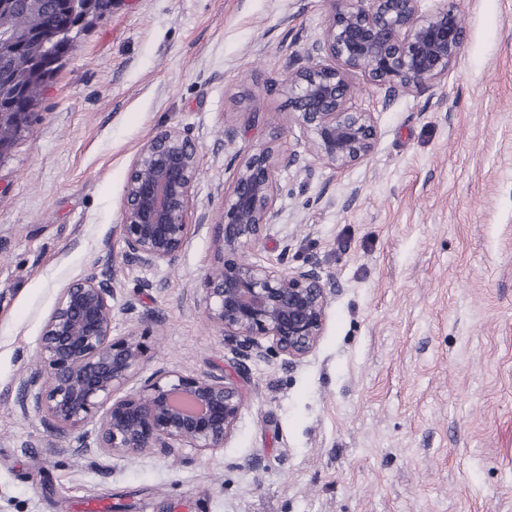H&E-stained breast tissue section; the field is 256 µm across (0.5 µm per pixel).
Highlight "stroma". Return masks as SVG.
<instances>
[{"mask_svg":"<svg viewBox=\"0 0 512 512\" xmlns=\"http://www.w3.org/2000/svg\"><path fill=\"white\" fill-rule=\"evenodd\" d=\"M460 9L465 51L435 93L385 107L355 78L379 139L336 173L286 125L287 57L319 36L325 0H112L0 156V512H512V0ZM176 124L200 146L201 212L247 146L305 154L278 172L281 221L245 257L318 261L337 287L325 333L296 366L248 362L217 454L45 447L16 391L58 295L94 267L117 305L159 313L148 368L232 371L199 305L210 229L176 267L122 259L131 161Z\"/></svg>","mask_w":512,"mask_h":512,"instance_id":"obj_1","label":"stroma"}]
</instances>
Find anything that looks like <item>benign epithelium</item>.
Returning <instances> with one entry per match:
<instances>
[{
  "mask_svg": "<svg viewBox=\"0 0 512 512\" xmlns=\"http://www.w3.org/2000/svg\"><path fill=\"white\" fill-rule=\"evenodd\" d=\"M327 2L319 37L288 56V122L306 134L316 161L341 173L366 160L378 140L373 112L351 104L353 78L365 77L385 106L406 94L432 92L459 63L467 31L458 0H443L433 11L422 10V0ZM24 118L0 113V155L9 148L4 129ZM303 161L272 140L245 148L234 159L220 207L201 215L194 204L200 150L189 130H160L128 170L118 225L124 263L173 268L193 220L209 222L219 254L204 274L201 303L239 373L250 360L299 362L326 329L336 286L319 262L290 268L286 247L275 263L243 258L281 219L277 172ZM115 299L111 274L94 269L63 289L45 320L18 402L40 419L46 447L73 438V452L106 458L223 450L243 409L238 381L166 368L144 375L139 333L116 336L112 324L118 310L144 327L159 315L131 305L118 309Z\"/></svg>",
  "mask_w": 512,
  "mask_h": 512,
  "instance_id": "7a95c632",
  "label": "benign epithelium"
}]
</instances>
